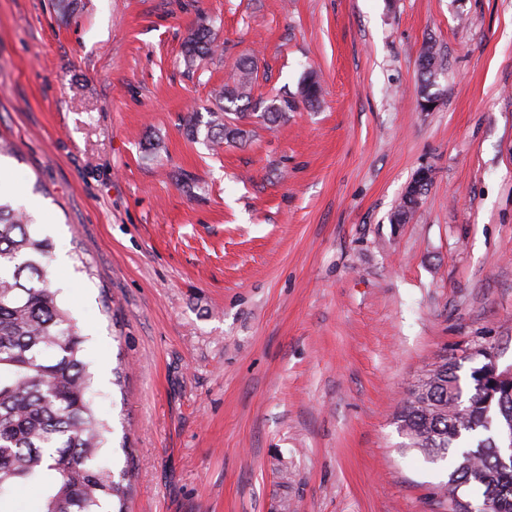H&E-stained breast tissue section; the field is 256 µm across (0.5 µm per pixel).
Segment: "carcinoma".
I'll return each instance as SVG.
<instances>
[{
  "label": "carcinoma",
  "instance_id": "cac0c4a2",
  "mask_svg": "<svg viewBox=\"0 0 512 512\" xmlns=\"http://www.w3.org/2000/svg\"><path fill=\"white\" fill-rule=\"evenodd\" d=\"M193 63L213 55L212 27L202 19L183 45ZM444 74L435 45L420 53L418 81L421 100L438 98L431 92ZM253 68L238 66L214 94L215 110L202 124L194 115L185 132L194 142L212 148L235 143L246 130L227 116L238 102H252ZM302 102L319 101L321 85L309 74L298 91ZM295 99L283 96L263 106L260 118L273 126L292 110ZM430 181L408 189L391 218L408 223L422 203ZM53 244L38 236L21 207L0 198V506L21 488L42 486L36 512H126L128 471L115 479L100 464L110 426L101 419L90 397L91 374L81 358V329L50 287L47 269ZM470 353L427 369L402 403L397 421L413 448L431 461H450L446 493L466 496L482 490L492 512H512V467L498 463L501 423L512 426V392L485 380L483 367L460 374Z\"/></svg>",
  "mask_w": 512,
  "mask_h": 512
}]
</instances>
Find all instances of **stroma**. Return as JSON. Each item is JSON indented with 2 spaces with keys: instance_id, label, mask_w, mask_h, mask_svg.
I'll return each mask as SVG.
<instances>
[{
  "instance_id": "1",
  "label": "stroma",
  "mask_w": 512,
  "mask_h": 512,
  "mask_svg": "<svg viewBox=\"0 0 512 512\" xmlns=\"http://www.w3.org/2000/svg\"><path fill=\"white\" fill-rule=\"evenodd\" d=\"M202 16L223 52L191 68ZM244 58L254 98L312 72L320 105L187 139ZM3 142L129 512H448L396 415L444 358L512 366V0H0ZM444 64L435 45L426 43L420 53L418 63V81L420 82V96L423 101L437 100L439 93H431V88L437 86V80L444 74ZM420 171L417 174H419ZM421 176L424 178H428L430 177V173L427 170H423L421 172ZM430 182L431 177L423 183H419L416 177L413 178L411 184L408 186L407 190L402 195L400 201L398 202L395 208V211L391 218L392 223L406 224L412 219L416 211L419 209L420 204L422 203V198L426 193L427 187L430 184ZM414 183H418V187L416 189L411 190Z\"/></svg>"
}]
</instances>
